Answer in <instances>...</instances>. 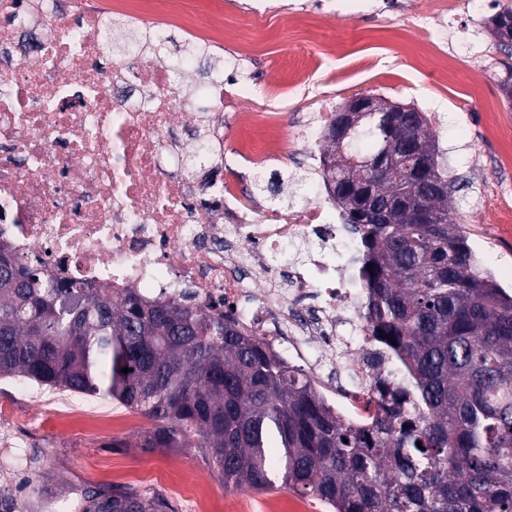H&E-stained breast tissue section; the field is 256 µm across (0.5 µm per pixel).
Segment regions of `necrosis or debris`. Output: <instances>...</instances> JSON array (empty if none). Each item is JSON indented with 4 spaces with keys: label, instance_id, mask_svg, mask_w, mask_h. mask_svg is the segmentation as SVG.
<instances>
[{
    "label": "necrosis or debris",
    "instance_id": "obj_1",
    "mask_svg": "<svg viewBox=\"0 0 512 512\" xmlns=\"http://www.w3.org/2000/svg\"><path fill=\"white\" fill-rule=\"evenodd\" d=\"M111 27L108 7L74 19L58 0H0V246L41 259L50 278L231 319L303 363L345 424L368 426L378 373L364 359L366 286L343 261L360 242L325 181L285 209L251 199L234 173L286 152L278 126L225 111L220 82L181 95L189 59L107 55ZM194 122V141L177 142ZM194 153L219 178L184 174ZM297 242L309 257L280 287L274 260Z\"/></svg>",
    "mask_w": 512,
    "mask_h": 512
}]
</instances>
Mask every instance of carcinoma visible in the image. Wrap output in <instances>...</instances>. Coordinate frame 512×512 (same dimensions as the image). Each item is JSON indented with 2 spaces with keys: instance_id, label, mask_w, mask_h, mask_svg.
<instances>
[{
  "instance_id": "carcinoma-1",
  "label": "carcinoma",
  "mask_w": 512,
  "mask_h": 512,
  "mask_svg": "<svg viewBox=\"0 0 512 512\" xmlns=\"http://www.w3.org/2000/svg\"><path fill=\"white\" fill-rule=\"evenodd\" d=\"M490 32L512 59V6ZM130 27L109 49L148 47ZM512 102V62H499ZM340 177L331 192L358 235L355 261L368 282L364 320L402 366L405 388L386 400L378 381L372 424L354 429L290 366L229 319L176 300L148 303L132 290L56 282L42 263L0 248V378L108 399L157 422L139 447L199 448L224 486L282 484L330 512H512V294L478 268L469 237L448 222L452 184L438 167L429 121L417 111L396 127L362 119L352 143L325 134ZM399 141L421 143L427 181L372 166ZM372 270H367V265ZM396 344H391L390 340ZM129 372L124 373L122 369ZM422 447H417V444ZM28 483L43 496L63 477ZM80 512H175L159 492L102 486ZM0 512H25L0 490Z\"/></svg>"
}]
</instances>
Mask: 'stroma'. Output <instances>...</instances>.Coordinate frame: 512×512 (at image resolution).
Returning <instances> with one entry per match:
<instances>
[{"instance_id": "35a3bbf8", "label": "stroma", "mask_w": 512, "mask_h": 512, "mask_svg": "<svg viewBox=\"0 0 512 512\" xmlns=\"http://www.w3.org/2000/svg\"><path fill=\"white\" fill-rule=\"evenodd\" d=\"M303 0H268L272 17L252 22L251 0H207L209 7L237 14L243 34L265 39L268 52L242 64L224 61L226 104L239 110L284 115L335 111L347 99L374 95L425 112L436 134L439 161L455 182L451 222L463 225L481 266L512 288V103L497 84L494 65L503 54L487 20L495 0L479 10L463 0H364L360 14L314 13L312 27L336 48L322 58L318 48L290 41L288 11ZM416 41L453 36L461 55L454 77L441 83L440 58H414L397 43L398 25ZM319 63L310 90L288 82L310 58ZM253 84L249 101L233 97L236 83ZM252 191L273 208L303 196L313 171L287 158L246 167ZM52 391L32 398L14 379H0V486L18 500L29 497L27 481L53 469L74 488L102 485L157 489L176 512H271L293 502L308 512L312 497L289 495L287 487L264 494L225 488L196 448H136L153 422L109 400L68 394L52 404Z\"/></svg>"}]
</instances>
